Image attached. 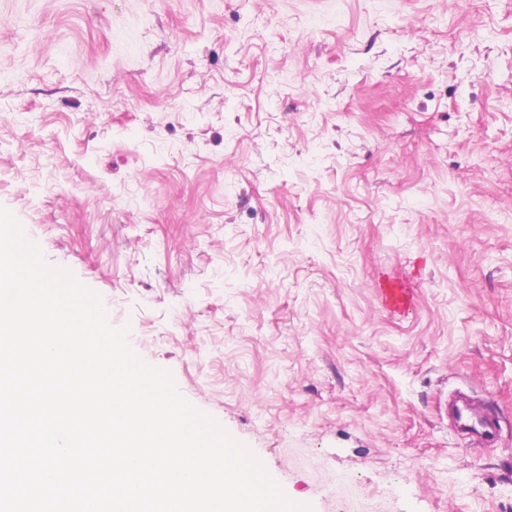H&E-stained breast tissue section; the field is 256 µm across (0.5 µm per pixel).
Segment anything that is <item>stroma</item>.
I'll use <instances>...</instances> for the list:
<instances>
[{"mask_svg": "<svg viewBox=\"0 0 512 512\" xmlns=\"http://www.w3.org/2000/svg\"><path fill=\"white\" fill-rule=\"evenodd\" d=\"M0 207L287 498L512 512V0H0Z\"/></svg>", "mask_w": 512, "mask_h": 512, "instance_id": "1", "label": "stroma"}]
</instances>
